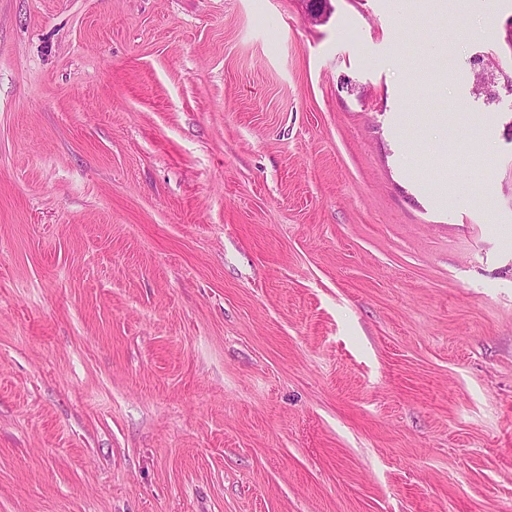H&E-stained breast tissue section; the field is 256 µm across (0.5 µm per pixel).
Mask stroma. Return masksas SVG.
<instances>
[{"instance_id": "1", "label": "stroma", "mask_w": 512, "mask_h": 512, "mask_svg": "<svg viewBox=\"0 0 512 512\" xmlns=\"http://www.w3.org/2000/svg\"><path fill=\"white\" fill-rule=\"evenodd\" d=\"M330 4L0 0V512H512V0Z\"/></svg>"}]
</instances>
